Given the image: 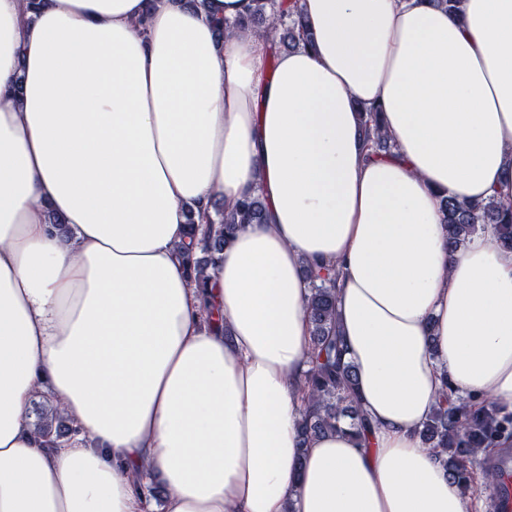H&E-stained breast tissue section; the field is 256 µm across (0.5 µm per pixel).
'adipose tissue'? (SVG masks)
<instances>
[{
    "label": "adipose tissue",
    "instance_id": "ef3b65f1",
    "mask_svg": "<svg viewBox=\"0 0 512 512\" xmlns=\"http://www.w3.org/2000/svg\"><path fill=\"white\" fill-rule=\"evenodd\" d=\"M298 6L275 54L214 25L254 0H0V512H476L419 432L446 386L512 412V251L439 210L512 204V0ZM256 192L198 288L190 217ZM315 262L366 442L298 438ZM360 112H365L363 131L369 147L375 152H389L392 145L380 125L379 107H364ZM39 406L48 411L51 407H54L55 404L47 392L39 394L31 403L30 415L33 424H35L37 421L36 408ZM35 428L46 439V442L49 446H54L61 440H70L79 433L76 427H74L71 423H66L62 417L59 420V424L55 427H53L52 421H40L35 424Z\"/></svg>",
    "mask_w": 512,
    "mask_h": 512
}]
</instances>
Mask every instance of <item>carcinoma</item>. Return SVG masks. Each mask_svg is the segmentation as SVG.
Returning a JSON list of instances; mask_svg holds the SVG:
<instances>
[{"instance_id":"cac0c4a2","label":"carcinoma","mask_w":512,"mask_h":512,"mask_svg":"<svg viewBox=\"0 0 512 512\" xmlns=\"http://www.w3.org/2000/svg\"><path fill=\"white\" fill-rule=\"evenodd\" d=\"M255 2L257 7L248 17L216 22L219 34L225 36L250 28L271 43L274 53L283 47L294 49L301 42H309L296 14V5H287L282 0ZM363 112V131L369 147L376 152L390 151L391 144L380 125L379 108L365 107ZM440 212L447 227L450 250L460 249L471 236L489 226L502 247L512 249V206L494 201L476 204L446 196L440 202ZM267 217L265 199L259 194H249L228 209L224 208V202H215L214 214L202 215L206 227L200 236L197 226L188 224L189 241L183 244V249L199 287H205L208 270L222 259L230 237L248 224L265 223ZM305 273L310 283L307 311L313 339L308 351V368L302 374L306 396L299 424L301 438L305 441L331 432H348L364 438L371 421L359 406L356 374L353 365L345 359L339 334L338 273L333 268L313 264L306 266ZM35 428L50 446L78 434V429L63 419L56 426L40 421ZM419 435L454 482L468 493L472 485L467 463L476 460L479 449L512 438V415L490 404L475 408L468 402L451 400L444 391Z\"/></svg>"}]
</instances>
